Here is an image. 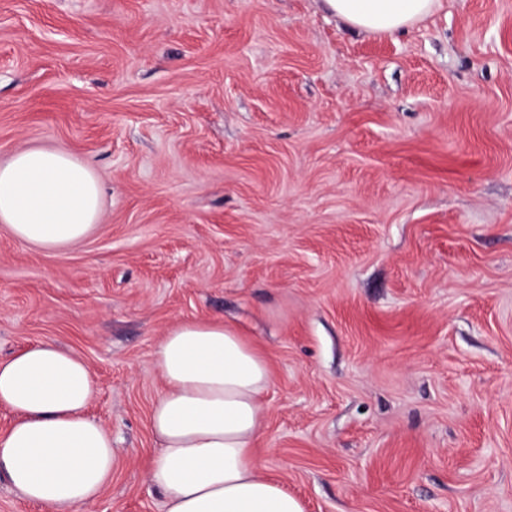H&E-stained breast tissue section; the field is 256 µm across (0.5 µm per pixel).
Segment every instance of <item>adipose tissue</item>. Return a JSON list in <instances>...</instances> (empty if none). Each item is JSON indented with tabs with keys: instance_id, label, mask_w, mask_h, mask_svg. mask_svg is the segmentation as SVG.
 I'll return each instance as SVG.
<instances>
[{
	"instance_id": "adipose-tissue-1",
	"label": "adipose tissue",
	"mask_w": 512,
	"mask_h": 512,
	"mask_svg": "<svg viewBox=\"0 0 512 512\" xmlns=\"http://www.w3.org/2000/svg\"><path fill=\"white\" fill-rule=\"evenodd\" d=\"M348 25L395 35L433 14L440 0H323ZM95 169L69 150L26 148L0 164V224L43 251L79 245L102 209ZM162 389L150 426L159 452L148 478L166 512H305L303 502L260 471L264 355L219 319L185 318L160 341ZM96 392L88 364L43 341L0 359V406L17 416L0 434V474L43 512H78L111 484L112 433L90 417Z\"/></svg>"
}]
</instances>
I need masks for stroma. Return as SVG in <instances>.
I'll return each instance as SVG.
<instances>
[{"instance_id":"1","label":"stroma","mask_w":512,"mask_h":512,"mask_svg":"<svg viewBox=\"0 0 512 512\" xmlns=\"http://www.w3.org/2000/svg\"><path fill=\"white\" fill-rule=\"evenodd\" d=\"M90 160L103 212L0 227V358L91 367L111 485L147 476L155 350L190 318L268 358L263 474L306 512H512V0L395 36L320 0H0V162Z\"/></svg>"}]
</instances>
